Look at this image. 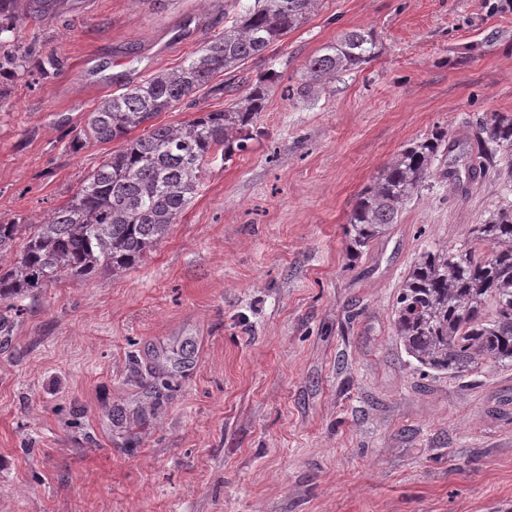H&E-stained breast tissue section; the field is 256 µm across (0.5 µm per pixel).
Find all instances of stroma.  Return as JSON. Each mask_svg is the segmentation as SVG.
I'll list each match as a JSON object with an SVG mask.
<instances>
[{
  "label": "stroma",
  "instance_id": "obj_1",
  "mask_svg": "<svg viewBox=\"0 0 512 512\" xmlns=\"http://www.w3.org/2000/svg\"><path fill=\"white\" fill-rule=\"evenodd\" d=\"M250 3L68 0L40 17L19 0L33 63L0 103V220L61 207L113 149L72 151L93 109ZM360 28L373 59L299 97L306 61ZM267 70L258 136L211 165L146 261L18 300L0 331V512H512V368L423 375L391 318L417 253L465 238L512 187L434 184L355 258L344 235L405 145L512 114V0H319L220 75L231 92L157 121L224 110Z\"/></svg>",
  "mask_w": 512,
  "mask_h": 512
}]
</instances>
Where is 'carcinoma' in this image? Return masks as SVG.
I'll return each mask as SVG.
<instances>
[{"mask_svg":"<svg viewBox=\"0 0 512 512\" xmlns=\"http://www.w3.org/2000/svg\"><path fill=\"white\" fill-rule=\"evenodd\" d=\"M318 0H253L224 33L209 40L179 68L157 73L97 106L86 128L72 140L121 142L70 199L39 224L0 221V254L17 250L0 265V329L19 307L53 282L125 273L152 252L177 223L208 166L248 148L257 136L269 84L261 74L231 107L186 122L151 123L220 73L265 50L302 26ZM18 0H0V75L12 73L25 56L8 34L19 23ZM372 31L352 30L306 64V96L328 75L361 67L375 55ZM142 129L136 137L130 134ZM456 141L448 129L406 145L358 198L345 227L349 254L356 257L398 223L403 208L431 178L455 187L458 171L448 163ZM469 176L512 182V116L494 112L476 121ZM493 311L487 312L488 304ZM395 333L417 370L427 375L460 374L512 366V205L494 210L483 224L453 244L422 249L403 278L392 307Z\"/></svg>","mask_w":512,"mask_h":512,"instance_id":"carcinoma-1","label":"carcinoma"}]
</instances>
